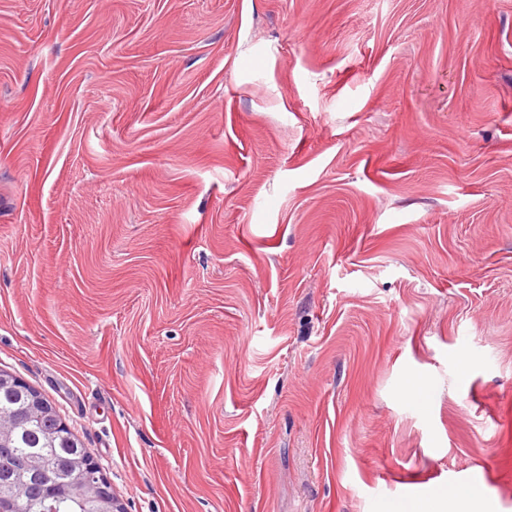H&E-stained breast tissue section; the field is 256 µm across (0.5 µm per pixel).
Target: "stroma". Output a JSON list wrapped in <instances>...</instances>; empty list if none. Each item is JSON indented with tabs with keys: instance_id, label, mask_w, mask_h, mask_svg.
<instances>
[{
	"instance_id": "stroma-1",
	"label": "stroma",
	"mask_w": 512,
	"mask_h": 512,
	"mask_svg": "<svg viewBox=\"0 0 512 512\" xmlns=\"http://www.w3.org/2000/svg\"><path fill=\"white\" fill-rule=\"evenodd\" d=\"M0 370L124 512H512V0H0ZM445 501L453 506L452 510H448V512H485L483 509H486L479 493L467 488H451L417 497L402 511L436 512L437 510H433L431 507H436V503Z\"/></svg>"
}]
</instances>
